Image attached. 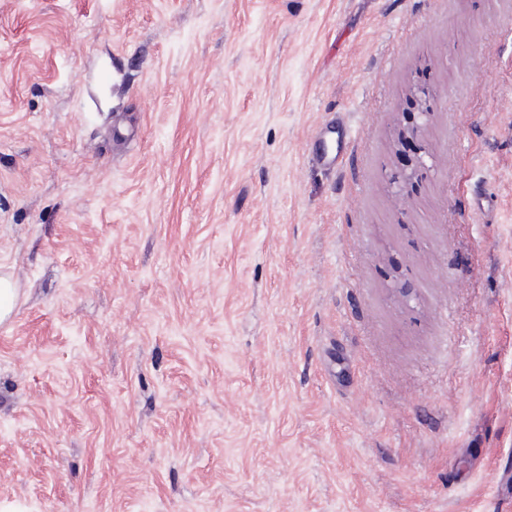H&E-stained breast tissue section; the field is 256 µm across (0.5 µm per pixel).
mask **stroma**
<instances>
[{"mask_svg": "<svg viewBox=\"0 0 512 512\" xmlns=\"http://www.w3.org/2000/svg\"><path fill=\"white\" fill-rule=\"evenodd\" d=\"M0 272V504L512 512V0H0ZM18 291L8 274L0 276V323L7 321L16 305Z\"/></svg>", "mask_w": 512, "mask_h": 512, "instance_id": "35a3bbf8", "label": "stroma"}]
</instances>
